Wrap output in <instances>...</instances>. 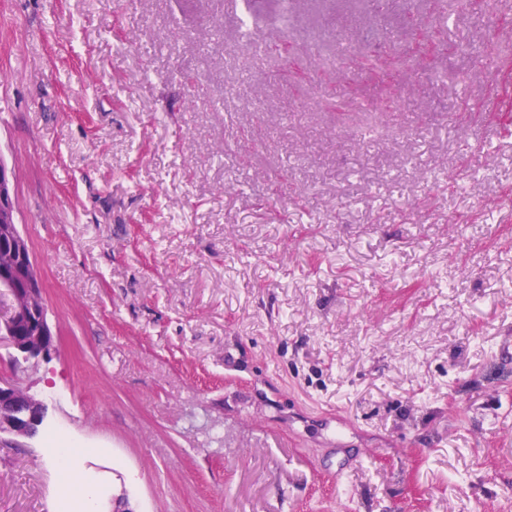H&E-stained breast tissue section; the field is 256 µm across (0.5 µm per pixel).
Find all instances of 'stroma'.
I'll return each mask as SVG.
<instances>
[{
  "label": "stroma",
  "instance_id": "obj_1",
  "mask_svg": "<svg viewBox=\"0 0 512 512\" xmlns=\"http://www.w3.org/2000/svg\"><path fill=\"white\" fill-rule=\"evenodd\" d=\"M443 7L366 48L371 0H297L285 35L251 0L253 57L225 0H0V156L58 341L0 379L102 512H512V0L449 34ZM62 496L44 434L0 436V512Z\"/></svg>",
  "mask_w": 512,
  "mask_h": 512
}]
</instances>
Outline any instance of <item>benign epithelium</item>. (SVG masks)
Instances as JSON below:
<instances>
[{
	"instance_id": "1",
	"label": "benign epithelium",
	"mask_w": 512,
	"mask_h": 512,
	"mask_svg": "<svg viewBox=\"0 0 512 512\" xmlns=\"http://www.w3.org/2000/svg\"><path fill=\"white\" fill-rule=\"evenodd\" d=\"M0 229L12 239L15 251L24 264L33 266L30 245L17 224L13 171L5 165L0 167ZM41 292L42 283L36 276L26 279L23 288L6 289L7 308L0 313V347H6L10 362L18 368L47 358L54 351L53 343L46 342V337L51 335L47 315L39 314L38 307L33 303ZM33 315L38 317L35 335H14V326L21 321L31 320ZM46 415L47 405L43 399L16 381L0 380V434L33 437Z\"/></svg>"
}]
</instances>
